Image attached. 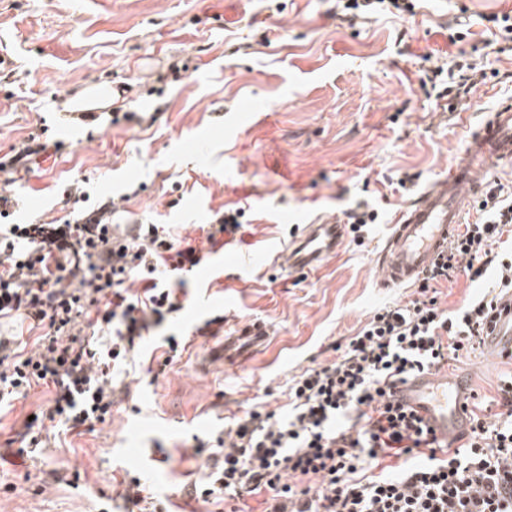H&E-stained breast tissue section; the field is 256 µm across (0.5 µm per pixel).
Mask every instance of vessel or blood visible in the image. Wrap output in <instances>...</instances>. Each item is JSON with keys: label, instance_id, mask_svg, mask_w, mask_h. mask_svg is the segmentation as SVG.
<instances>
[{"label": "vessel or blood", "instance_id": "obj_1", "mask_svg": "<svg viewBox=\"0 0 512 512\" xmlns=\"http://www.w3.org/2000/svg\"><path fill=\"white\" fill-rule=\"evenodd\" d=\"M138 88L130 79H98L80 94H68L66 113L92 119L117 112L136 100ZM512 161V102L501 104L472 131L461 156L447 175L427 185L394 215L390 231L377 256L383 288L416 284L448 253L451 240L469 223L476 194L484 192L481 174L496 162ZM346 237V225L330 218L303 225L280 255V265L291 272H311L336 254ZM506 310L498 319L485 346L491 353L512 352V293L504 298ZM470 392L466 377L458 371L431 369L395 383L392 400L421 419L437 448L465 444L470 421L463 410Z\"/></svg>", "mask_w": 512, "mask_h": 512}]
</instances>
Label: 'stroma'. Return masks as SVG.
<instances>
[{"mask_svg": "<svg viewBox=\"0 0 512 512\" xmlns=\"http://www.w3.org/2000/svg\"><path fill=\"white\" fill-rule=\"evenodd\" d=\"M511 9L512 0H421L415 16L351 27L332 0H0V49L14 62L0 75V156L32 134L60 146L14 185L15 222L64 217L79 189L92 207L119 200L121 222L199 245L215 212H244L233 256L161 276L182 290L183 308L164 334L144 338L110 422L20 457L24 422L46 390L0 409V512H122L112 481L128 472L173 512H204L191 494L206 466L196 446L255 404L282 410L290 379L334 359V345L377 310L415 298L412 286L379 287L374 257L394 213L463 151L460 113L478 121L512 99V57L496 53L483 21ZM460 13L472 33L452 47L439 27ZM475 47L497 76L445 111L420 78ZM173 61L187 70L167 83L159 112L150 90ZM105 77L140 85L134 120L62 119L67 91ZM407 173L417 180L404 188ZM360 201L379 223L346 237L323 268L275 263L297 225ZM208 316L223 317L217 334H192ZM257 320L269 337L254 345L241 334ZM166 334L189 343L149 374ZM448 366L486 398L512 372V361L487 353ZM68 469L85 472L79 487L63 483Z\"/></svg>", "mask_w": 512, "mask_h": 512, "instance_id": "1", "label": "stroma"}]
</instances>
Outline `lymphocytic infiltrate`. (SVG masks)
Segmentation results:
<instances>
[{
	"label": "lymphocytic infiltrate",
	"instance_id": "obj_1",
	"mask_svg": "<svg viewBox=\"0 0 512 512\" xmlns=\"http://www.w3.org/2000/svg\"><path fill=\"white\" fill-rule=\"evenodd\" d=\"M348 26L382 14L414 15L417 0H336ZM442 96L469 94L488 73L467 59L452 68ZM491 186L483 218L465 225L446 260L420 281L417 298L376 312L335 359L288 387V411L253 409L211 446L198 493L203 502L247 512H512V376L492 404L472 397L471 439L441 458L434 440L391 400L395 381L482 350L512 291V202ZM108 206L56 223L13 224L0 248V319L29 324L33 341L0 339V405L35 386L49 398L37 422L79 436L112 417L114 369L132 359L145 331L183 304L160 270L193 271L201 248L145 225L118 238ZM486 279L480 296L454 311L439 306L441 283L457 273Z\"/></svg>",
	"mask_w": 512,
	"mask_h": 512
}]
</instances>
